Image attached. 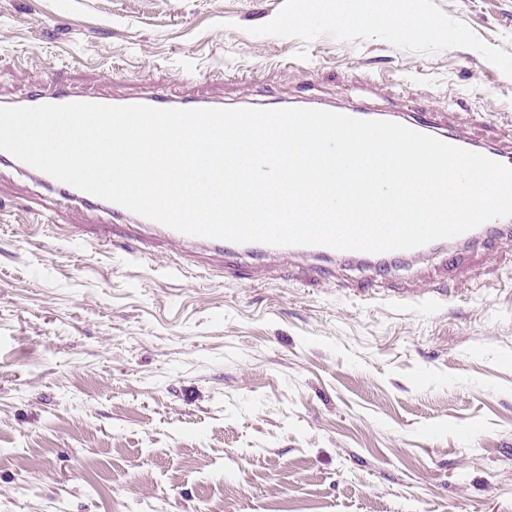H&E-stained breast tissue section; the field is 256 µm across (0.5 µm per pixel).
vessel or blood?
Segmentation results:
<instances>
[{"label":"vessel or blood","mask_w":512,"mask_h":512,"mask_svg":"<svg viewBox=\"0 0 512 512\" xmlns=\"http://www.w3.org/2000/svg\"><path fill=\"white\" fill-rule=\"evenodd\" d=\"M84 99V94L60 88L48 94L43 92L31 94L28 103L29 105L37 106L45 103L65 104L81 102L84 101ZM139 101L141 104L156 108H170L176 106L182 109H200L204 106L203 101L200 100H182L176 102L160 92L140 96ZM410 127L417 132L435 137L450 145L480 153L494 162L512 168L511 150L474 140L470 136L464 135L458 131L443 129L435 118L423 117L412 120ZM40 179L45 192L51 198L64 201L83 213L113 223L114 226L123 228L126 236L140 240L141 255H152L155 246L160 244L180 249L183 258L181 270L185 273L192 274L198 272L199 267L193 260L192 255L199 250H204L219 256L227 252L235 254L247 252L254 255L266 256L304 254L324 260L334 259L339 254L338 249L323 245L297 244L278 246L263 242L235 243L219 238L184 234L147 217L136 214L122 206L105 201L71 185L59 182L49 174H41ZM491 237L500 239L512 238V217H499L488 220L480 226L454 237L453 242L457 245H468L477 240H485Z\"/></svg>","instance_id":"1"}]
</instances>
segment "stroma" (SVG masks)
<instances>
[{"mask_svg":"<svg viewBox=\"0 0 512 512\" xmlns=\"http://www.w3.org/2000/svg\"><path fill=\"white\" fill-rule=\"evenodd\" d=\"M440 38L329 0H0V106L64 87L309 98L512 139V0ZM199 73L186 81L183 63ZM0 179V512H512V240L381 269L250 254L189 278ZM444 288L401 306L394 292Z\"/></svg>","mask_w":512,"mask_h":512,"instance_id":"obj_1","label":"stroma"}]
</instances>
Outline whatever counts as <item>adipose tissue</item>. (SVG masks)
<instances>
[{
  "instance_id": "adipose-tissue-1",
  "label": "adipose tissue",
  "mask_w": 512,
  "mask_h": 512,
  "mask_svg": "<svg viewBox=\"0 0 512 512\" xmlns=\"http://www.w3.org/2000/svg\"><path fill=\"white\" fill-rule=\"evenodd\" d=\"M396 4L399 13L404 17L399 24L392 22L389 12L379 10L374 0H368L366 7L362 9L353 8L351 0H334L333 6L337 12L347 15L348 19L384 30L396 40L441 33V24L427 20L422 0H396Z\"/></svg>"
}]
</instances>
